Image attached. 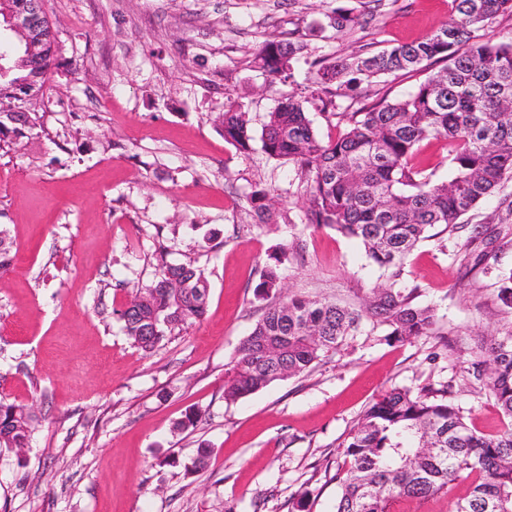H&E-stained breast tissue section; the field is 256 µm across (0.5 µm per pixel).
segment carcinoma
Listing matches in <instances>:
<instances>
[{"instance_id":"obj_1","label":"carcinoma","mask_w":512,"mask_h":512,"mask_svg":"<svg viewBox=\"0 0 512 512\" xmlns=\"http://www.w3.org/2000/svg\"><path fill=\"white\" fill-rule=\"evenodd\" d=\"M512 14V0H452V18L433 33L378 52L360 51L338 62L313 63L306 103L336 107V90H356L392 74H410L439 61L443 67L396 98L382 96L357 112H336L344 124L321 139L293 91L281 94L266 117L261 150L293 163L306 182L305 224L360 240L370 260L389 273L360 308L293 296L265 307L263 316L227 364L224 400L236 401L276 382L307 374L336 354L366 323L383 341L442 335L433 308L412 303L416 289L397 287L406 259L436 228L456 233L460 219L512 179V39L476 41L473 32ZM301 44L268 39L254 57L272 80L291 77ZM56 34L38 52L19 59L18 87L0 78V149L36 124L31 105L43 94L49 68L58 65ZM216 127L237 151L253 150L246 96L226 99ZM429 139L448 143V179L415 162ZM259 222L274 221L271 191L247 196ZM254 296L282 288L281 251L272 256ZM208 279L191 262L161 264L155 281L131 292L116 315L125 334L145 353L201 320ZM501 312L512 316V269L498 279ZM467 374L482 382L506 418L496 435L470 428L451 386L393 388L367 407L340 444L344 468L333 512H390L402 497L447 495L458 480H472L451 512H512V324L480 347ZM36 420L30 406L0 402V448L26 447Z\"/></svg>"}]
</instances>
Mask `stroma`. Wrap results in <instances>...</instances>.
Masks as SVG:
<instances>
[{
    "label": "stroma",
    "mask_w": 512,
    "mask_h": 512,
    "mask_svg": "<svg viewBox=\"0 0 512 512\" xmlns=\"http://www.w3.org/2000/svg\"><path fill=\"white\" fill-rule=\"evenodd\" d=\"M359 23L315 33L334 9ZM59 43L33 108L39 124L0 151V227L14 255L0 272V400L34 407L23 451L0 448V512H332L341 442L395 387L451 385L470 427L507 423L464 372L503 326L498 273L460 267L466 232L420 242L400 285L418 288L451 344L434 336L350 340L308 375L235 402L224 372L263 314L254 287L286 251L283 294L356 307L387 275L356 239L302 224L293 164L243 154L213 120L247 94L253 137L282 92L310 94L311 64L417 40L451 16L450 0H44ZM305 47L289 79L269 83L253 58L269 39ZM389 77L340 89L337 112L410 91ZM272 191L279 218L259 224L246 198ZM191 261L210 283L205 317L143 354L116 316L160 260ZM193 429L174 428L188 409ZM205 470L185 465L198 448Z\"/></svg>",
    "instance_id": "stroma-1"
}]
</instances>
